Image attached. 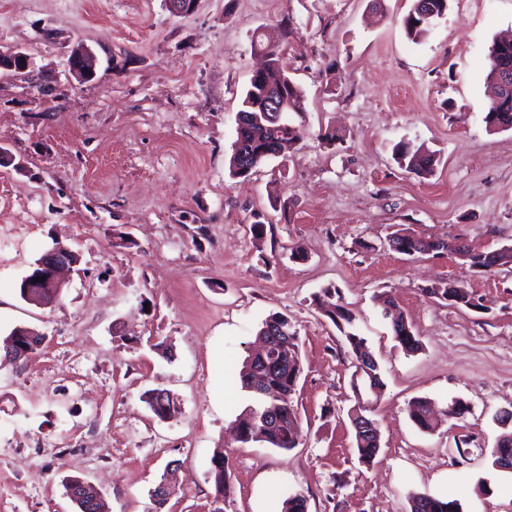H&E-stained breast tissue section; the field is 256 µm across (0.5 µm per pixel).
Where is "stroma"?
<instances>
[{
    "label": "stroma",
    "mask_w": 512,
    "mask_h": 512,
    "mask_svg": "<svg viewBox=\"0 0 512 512\" xmlns=\"http://www.w3.org/2000/svg\"><path fill=\"white\" fill-rule=\"evenodd\" d=\"M411 0H0V340L45 335L25 361H0V512H78V477L107 512H276L305 492L308 512H409L413 493L463 512H512V473L491 465L495 414L512 409V265L485 272L454 254L384 248L401 232L512 246V129H487L488 50L512 33V0H449L410 41ZM273 37L306 110L303 139L247 179L228 174L236 115ZM100 64L78 82L77 46ZM437 154L420 177L396 144ZM265 227L255 243L251 225ZM80 256L59 299L23 301L18 284L55 243ZM459 284L474 304L428 297ZM332 288L381 369L373 418L381 449L359 461L348 419L355 369L313 303ZM421 348L392 337L385 300ZM288 317L301 375L291 401L302 439L283 452L236 441L251 405L237 372L262 321ZM151 389L178 410L155 416ZM418 398L461 417L432 431L409 418ZM232 490L216 501V456ZM487 491H479V481ZM171 493L156 510L153 490Z\"/></svg>",
    "instance_id": "obj_1"
}]
</instances>
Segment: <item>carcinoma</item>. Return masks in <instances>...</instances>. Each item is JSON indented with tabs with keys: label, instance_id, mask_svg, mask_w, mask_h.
<instances>
[{
	"label": "carcinoma",
	"instance_id": "carcinoma-1",
	"mask_svg": "<svg viewBox=\"0 0 512 512\" xmlns=\"http://www.w3.org/2000/svg\"><path fill=\"white\" fill-rule=\"evenodd\" d=\"M419 2L420 0H411L410 9L402 20L406 36L415 43L426 38L435 21V18L426 17L418 11ZM253 42L257 49L268 53L270 60L266 73L257 81L250 80V85L243 96L240 112L247 115L248 120L246 125L237 131V140L242 142V150L253 157L254 166L257 167L271 157L287 153L303 136V129L290 123L287 118L275 112L259 111L257 102L265 90L270 86L284 85L288 111L298 114L305 111V99L302 90L294 82H285L287 73L279 49L270 48V44L260 33L254 36ZM499 97L500 93L493 91L490 107L484 117L486 125L491 128L500 121L512 125V105L499 101ZM398 158L409 171L418 175L431 174L437 162L434 155H423L406 145L398 149ZM387 245L395 246V251L406 255L426 254L434 250V245L430 242L398 233L388 239ZM493 258L502 260L504 265L512 262L511 256L497 255L489 250L472 253L470 263L474 268H488ZM425 292L440 300L446 301L451 296L457 302L463 301L467 305L470 304V293L462 286L427 288ZM332 298V289L326 288L323 291V297L318 299V304L343 335L351 358L357 361L359 356L370 353V348L365 338L353 330V313L344 305L332 301ZM390 320L393 338L402 348L408 352L419 350L420 342L412 324L400 313L391 314ZM300 372L297 344L290 342L275 344L271 347L267 365L262 370L264 386L270 393L284 398L288 409L280 425L267 428L259 417L264 409L263 397H258L260 403L249 407L235 420L240 443L244 445L258 443L282 451H290L299 445L302 429L289 398L295 390ZM410 420L421 431H432L440 424L436 415L432 413L431 401L427 399H418L413 402ZM356 448L360 461L369 464L378 455L380 445L371 437H358ZM220 461L224 462V470L216 471L211 476L217 499H223L231 493L229 459L223 456ZM307 509V497L301 491L289 495L280 503V512H307ZM411 512H462V507L456 499L422 494L412 497Z\"/></svg>",
	"mask_w": 512,
	"mask_h": 512
}]
</instances>
